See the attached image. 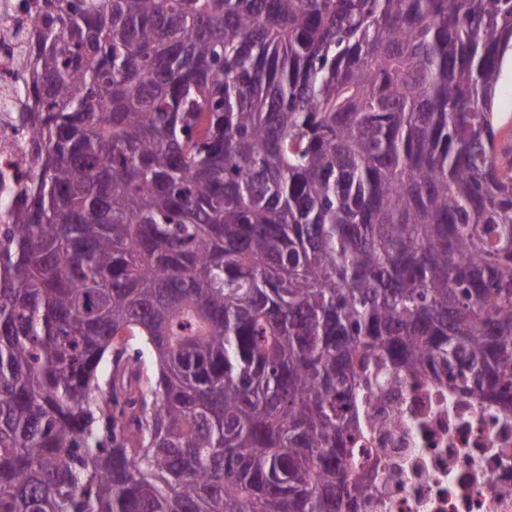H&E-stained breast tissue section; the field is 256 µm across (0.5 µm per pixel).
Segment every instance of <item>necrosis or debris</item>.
<instances>
[{"mask_svg": "<svg viewBox=\"0 0 512 512\" xmlns=\"http://www.w3.org/2000/svg\"><path fill=\"white\" fill-rule=\"evenodd\" d=\"M27 0L0 15V85L19 84L10 30ZM17 111L0 113V166L30 176ZM371 471L365 499L345 512H512V409L427 378L391 372L361 398Z\"/></svg>", "mask_w": 512, "mask_h": 512, "instance_id": "necrosis-or-debris-1", "label": "necrosis or debris"}]
</instances>
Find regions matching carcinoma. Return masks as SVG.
<instances>
[{
    "label": "carcinoma",
    "mask_w": 512,
    "mask_h": 512,
    "mask_svg": "<svg viewBox=\"0 0 512 512\" xmlns=\"http://www.w3.org/2000/svg\"><path fill=\"white\" fill-rule=\"evenodd\" d=\"M0 172V512H343L371 367L512 408V0H35ZM496 112L499 115L498 141L512 147V65L510 59L504 66V74L497 94ZM16 102L12 104V111L0 109V166L29 178L31 168L26 143L13 129L14 120L21 112Z\"/></svg>",
    "instance_id": "obj_1"
}]
</instances>
